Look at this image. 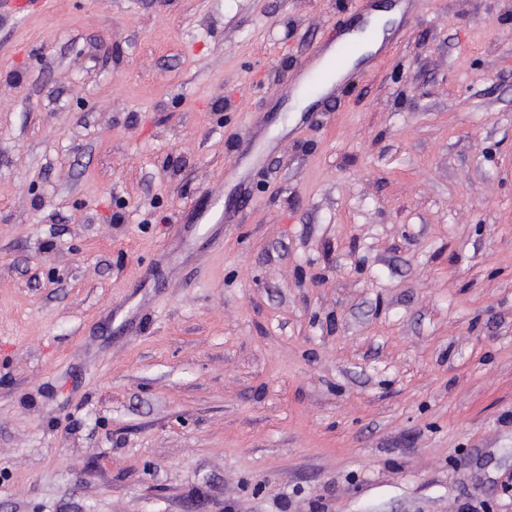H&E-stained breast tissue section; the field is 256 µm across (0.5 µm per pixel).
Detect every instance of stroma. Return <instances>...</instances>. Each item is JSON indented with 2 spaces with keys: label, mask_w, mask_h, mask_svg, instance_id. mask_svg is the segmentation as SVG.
Instances as JSON below:
<instances>
[{
  "label": "stroma",
  "mask_w": 512,
  "mask_h": 512,
  "mask_svg": "<svg viewBox=\"0 0 512 512\" xmlns=\"http://www.w3.org/2000/svg\"><path fill=\"white\" fill-rule=\"evenodd\" d=\"M364 22L0 0V512H512V0ZM379 14V12L373 11L369 15V32L367 31L366 36H362L359 33L351 36L347 33L342 37L343 40L349 41L354 48L349 65L347 60L345 63L346 66H348V70H351L360 59L365 58L372 52H375L381 45L383 38L388 31L385 32L383 30L382 24L384 22V18L378 17ZM369 33L371 34L370 37L368 36Z\"/></svg>",
  "instance_id": "stroma-1"
}]
</instances>
